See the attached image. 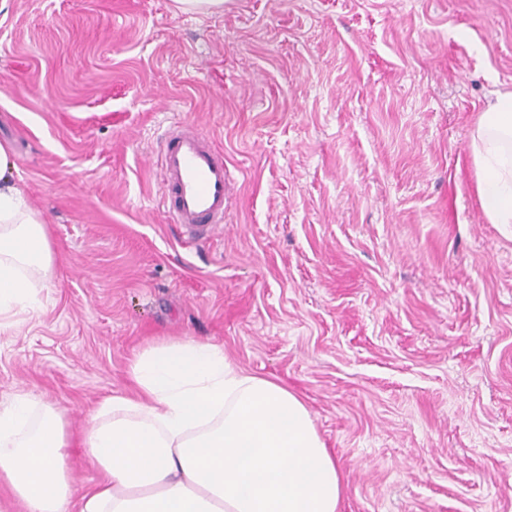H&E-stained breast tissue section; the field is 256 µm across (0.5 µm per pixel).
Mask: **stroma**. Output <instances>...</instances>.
<instances>
[{
	"label": "stroma",
	"mask_w": 512,
	"mask_h": 512,
	"mask_svg": "<svg viewBox=\"0 0 512 512\" xmlns=\"http://www.w3.org/2000/svg\"><path fill=\"white\" fill-rule=\"evenodd\" d=\"M512 92V0H7L0 142L54 275L6 314L0 401L57 402L78 436L147 342L222 344L300 394L340 512H512V225L471 136ZM224 154V227L188 244L162 134Z\"/></svg>",
	"instance_id": "stroma-1"
}]
</instances>
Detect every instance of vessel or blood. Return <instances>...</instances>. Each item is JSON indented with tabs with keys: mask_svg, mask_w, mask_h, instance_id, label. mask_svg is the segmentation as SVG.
I'll return each mask as SVG.
<instances>
[{
	"mask_svg": "<svg viewBox=\"0 0 512 512\" xmlns=\"http://www.w3.org/2000/svg\"><path fill=\"white\" fill-rule=\"evenodd\" d=\"M161 182L171 221L183 225L188 241L222 228L229 180L224 156L209 138L172 122L162 147Z\"/></svg>",
	"mask_w": 512,
	"mask_h": 512,
	"instance_id": "vessel-or-blood-1",
	"label": "vessel or blood"
}]
</instances>
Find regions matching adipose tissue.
<instances>
[{"mask_svg": "<svg viewBox=\"0 0 512 512\" xmlns=\"http://www.w3.org/2000/svg\"><path fill=\"white\" fill-rule=\"evenodd\" d=\"M477 192L493 224H512V92L472 136ZM0 143V316L33 308L54 253ZM133 394L102 398L81 434L102 479L79 512H339L343 482L301 396L230 362L223 345L159 340L129 364ZM70 437L58 405L0 403V487L23 512H69Z\"/></svg>", "mask_w": 512, "mask_h": 512, "instance_id": "ef3b65f1", "label": "adipose tissue"}]
</instances>
